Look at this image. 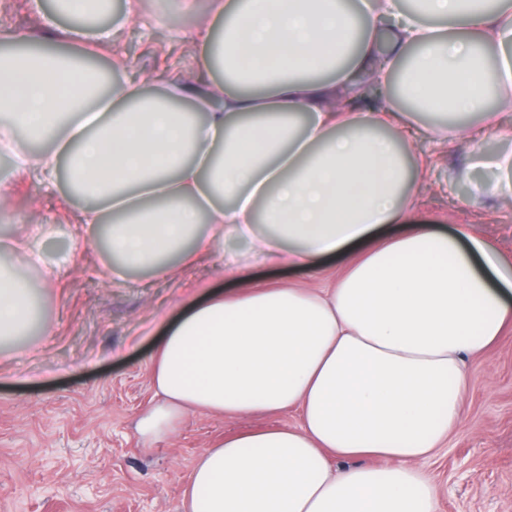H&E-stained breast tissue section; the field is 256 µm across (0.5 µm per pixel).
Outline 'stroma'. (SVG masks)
Returning <instances> with one entry per match:
<instances>
[{"label": "stroma", "instance_id": "obj_1", "mask_svg": "<svg viewBox=\"0 0 512 512\" xmlns=\"http://www.w3.org/2000/svg\"><path fill=\"white\" fill-rule=\"evenodd\" d=\"M224 0H138V17L125 16V0H110L100 24L119 28L112 47L98 49L97 66L146 90L171 91L197 68L194 33ZM56 14L45 29L41 13ZM76 20L57 15L55 0H0V26L28 35V47L50 52L75 48ZM121 68H113L115 57ZM422 164L413 222L472 232L512 254V204L486 197L472 202L474 183L498 172L469 168L466 157L433 137L405 144ZM11 222L0 221V262L23 263L8 250L26 240L39 255L30 286L47 333H33L0 355V512H184L183 492L199 453L237 433L299 424L298 412L218 416L191 413L171 432L147 441L139 418L158 401L150 359L165 326L190 301L239 283L224 272V252L242 253L257 281L307 288L330 285L343 259L315 271L291 270L249 253L245 243L220 239L195 265L157 276L129 267L122 276L93 229L74 220L86 199L68 188L66 174L46 185L37 169L17 174L0 154V197ZM473 383L464 421L446 448L425 466L438 491V512H512V341L469 360Z\"/></svg>", "mask_w": 512, "mask_h": 512}]
</instances>
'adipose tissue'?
I'll return each instance as SVG.
<instances>
[{"label":"adipose tissue","instance_id":"1","mask_svg":"<svg viewBox=\"0 0 512 512\" xmlns=\"http://www.w3.org/2000/svg\"><path fill=\"white\" fill-rule=\"evenodd\" d=\"M206 27L186 108L98 92L88 50L1 56L0 151L49 182L67 169L91 201L76 222L127 266L169 274L210 249L203 214L276 262L350 255L326 288L191 303L156 343L147 438L189 411L300 414L205 449L186 512H434L424 465L463 422L466 358L512 335V256L465 224L410 223L399 143L426 113L445 123L425 135L477 162L456 121L512 112V0H224ZM220 59L233 82L205 79ZM21 130L47 150H20ZM37 318L25 266L0 265V346Z\"/></svg>","mask_w":512,"mask_h":512}]
</instances>
